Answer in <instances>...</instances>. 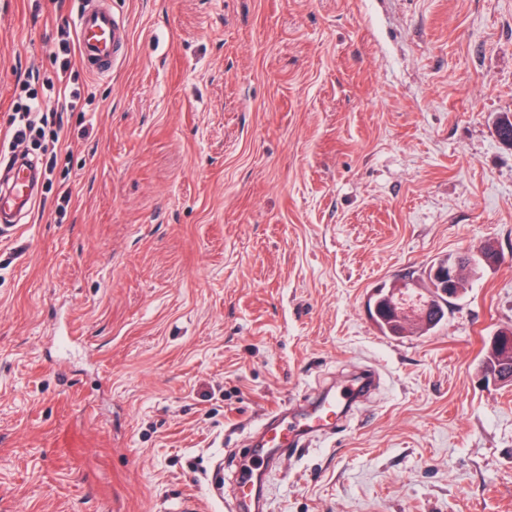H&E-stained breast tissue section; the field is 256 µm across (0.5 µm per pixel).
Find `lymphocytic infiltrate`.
<instances>
[{"label": "lymphocytic infiltrate", "mask_w": 512, "mask_h": 512, "mask_svg": "<svg viewBox=\"0 0 512 512\" xmlns=\"http://www.w3.org/2000/svg\"><path fill=\"white\" fill-rule=\"evenodd\" d=\"M57 49L54 53L55 68L44 74L39 87L24 82L19 86L18 99L12 112L0 124V163L7 165L14 161L15 150L28 142L35 143L42 158L36 166L42 185L56 188V221H63L71 201L68 181H54L57 159L68 143L70 131L61 119L62 113H79L82 129H89L86 117L88 106L93 102L80 86V73L76 67V42L66 27L57 30Z\"/></svg>", "instance_id": "1"}]
</instances>
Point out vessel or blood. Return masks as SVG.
<instances>
[{
    "instance_id": "obj_1",
    "label": "vessel or blood",
    "mask_w": 512,
    "mask_h": 512,
    "mask_svg": "<svg viewBox=\"0 0 512 512\" xmlns=\"http://www.w3.org/2000/svg\"><path fill=\"white\" fill-rule=\"evenodd\" d=\"M70 23L76 33L82 67L96 77L110 76L125 54L129 32L125 20L116 16L103 0H82ZM11 188L0 192V221L14 222L31 201V174L19 168L11 175ZM370 389L364 376L353 377L330 388L324 395L303 408L290 412L283 408L271 411L262 428L261 438L250 454L252 462L240 477L243 494L241 512L251 504L261 503L263 484L272 467L288 452L303 449L316 436L333 432L346 418L350 408Z\"/></svg>"
}]
</instances>
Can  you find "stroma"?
I'll list each match as a JSON object with an SVG mask.
<instances>
[{
    "label": "stroma",
    "mask_w": 512,
    "mask_h": 512,
    "mask_svg": "<svg viewBox=\"0 0 512 512\" xmlns=\"http://www.w3.org/2000/svg\"><path fill=\"white\" fill-rule=\"evenodd\" d=\"M75 2L0 0V118ZM108 3L67 215L0 233L5 512H232L250 431L365 369L264 512H512V387L478 374L512 329V0ZM488 241L437 329L379 333L377 288Z\"/></svg>",
    "instance_id": "obj_1"
}]
</instances>
